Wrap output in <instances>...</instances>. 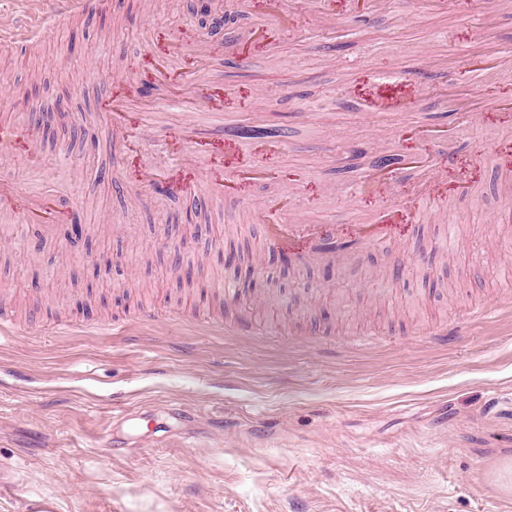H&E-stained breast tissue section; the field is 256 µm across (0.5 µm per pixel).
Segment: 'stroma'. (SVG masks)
<instances>
[{"instance_id": "obj_1", "label": "stroma", "mask_w": 512, "mask_h": 512, "mask_svg": "<svg viewBox=\"0 0 512 512\" xmlns=\"http://www.w3.org/2000/svg\"><path fill=\"white\" fill-rule=\"evenodd\" d=\"M368 2L349 21L302 19L270 52L203 73L225 92L253 91L224 120L206 116L209 128L282 129L285 151L251 202L298 223L355 227L363 207L411 195L439 154L465 163L467 188L405 239L340 260V291L322 262L267 246L247 212L225 224L206 193L144 203L105 141L59 135L34 167L0 158V181L54 193L75 222L101 228L92 256L66 246L62 224L33 253L0 219V247L13 251L0 289L16 318L0 328V486L20 490L0 495V512L32 498L58 512H512V172L493 154L512 149V114L467 118L512 101V0ZM186 10L110 0L30 48L0 44V113L36 122L13 83L42 74L50 94L69 93L72 124L92 128L150 27L196 35ZM476 64L488 69L480 86L464 72ZM364 72L412 75L416 105L368 111L353 91ZM142 109L181 122L202 105L160 83ZM414 129L441 137L419 166L392 171L393 194L364 202L377 157L401 153ZM180 240L203 287H177L166 245ZM245 249L268 300L216 302L236 279L224 257ZM100 255L111 279L93 267ZM72 278L78 290L56 305ZM145 308L166 316L138 322ZM455 325L452 342L431 339Z\"/></svg>"}]
</instances>
